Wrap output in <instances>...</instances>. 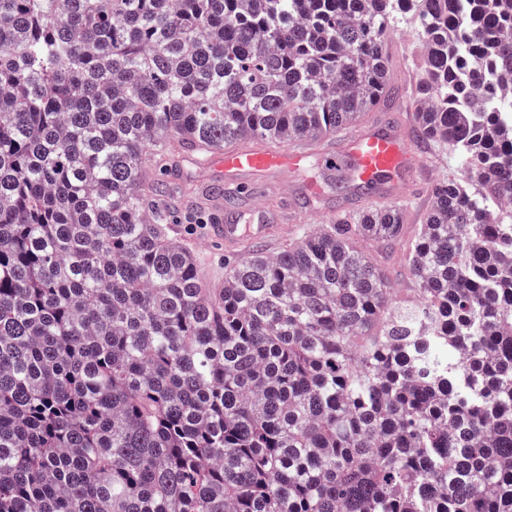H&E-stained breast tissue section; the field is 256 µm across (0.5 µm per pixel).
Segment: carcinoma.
Here are the masks:
<instances>
[{
    "label": "carcinoma",
    "mask_w": 512,
    "mask_h": 512,
    "mask_svg": "<svg viewBox=\"0 0 512 512\" xmlns=\"http://www.w3.org/2000/svg\"><path fill=\"white\" fill-rule=\"evenodd\" d=\"M451 148L392 302L341 213L210 288L175 147L319 142L391 95ZM0 512H512V0H0Z\"/></svg>",
    "instance_id": "1"
}]
</instances>
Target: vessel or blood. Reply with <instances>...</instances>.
I'll list each match as a JSON object with an SVG mask.
<instances>
[{
    "mask_svg": "<svg viewBox=\"0 0 512 512\" xmlns=\"http://www.w3.org/2000/svg\"><path fill=\"white\" fill-rule=\"evenodd\" d=\"M350 173L353 180L373 184L388 180L393 191H403L415 178L416 168L411 152L396 130L376 129L355 136L349 151ZM218 161L229 171H261L298 168L302 156L285 150L267 151L227 150L218 154ZM273 225L259 224L244 227L238 224H215L214 238L234 245L246 240H259L272 234Z\"/></svg>",
    "mask_w": 512,
    "mask_h": 512,
    "instance_id": "b4317fda",
    "label": "vessel or blood"
}]
</instances>
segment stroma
Returning <instances> with one entry per match:
<instances>
[{
    "mask_svg": "<svg viewBox=\"0 0 512 512\" xmlns=\"http://www.w3.org/2000/svg\"><path fill=\"white\" fill-rule=\"evenodd\" d=\"M391 57L390 85L395 97L390 105L367 113L358 126L320 143H295L292 151L305 154L301 169L288 173L226 171L219 163L195 165L191 156L176 154V169L163 175L168 193L179 206L173 235L194 255L199 274L211 287L224 281V264L251 251V244L225 247L211 241V224L248 223L253 208H262L272 224H286L292 234L324 223L341 211L355 212L368 203L390 205L403 200L408 204L405 235L413 237L431 203V188L442 180H463L456 157L450 148L422 142L415 132L413 90L421 56L413 25L401 26L388 41ZM392 127L414 154L415 183L403 196H395L388 183L369 190L351 182L347 191L336 188L347 175V143L358 131ZM405 242L382 245L365 243L371 259L388 274L396 289V301L412 299L414 280L408 266Z\"/></svg>",
    "mask_w": 512,
    "mask_h": 512,
    "instance_id": "1",
    "label": "stroma"
}]
</instances>
